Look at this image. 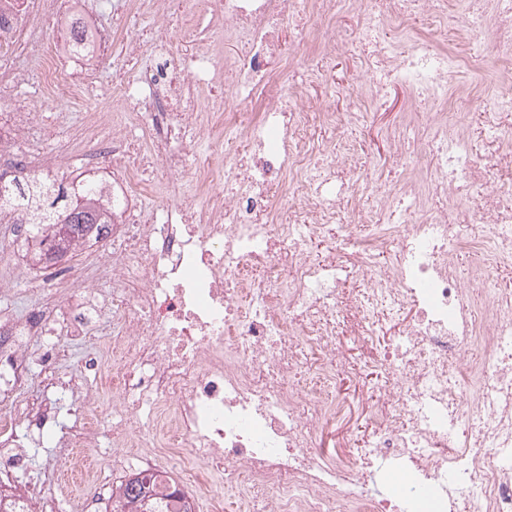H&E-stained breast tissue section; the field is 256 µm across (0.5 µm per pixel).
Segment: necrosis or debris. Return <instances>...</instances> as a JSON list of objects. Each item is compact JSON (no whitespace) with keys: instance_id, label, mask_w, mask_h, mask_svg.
<instances>
[{"instance_id":"4bbe7bcc","label":"necrosis or debris","mask_w":512,"mask_h":512,"mask_svg":"<svg viewBox=\"0 0 512 512\" xmlns=\"http://www.w3.org/2000/svg\"><path fill=\"white\" fill-rule=\"evenodd\" d=\"M73 3L0 0L1 100L24 83L18 59L36 31L63 27ZM143 12L177 20L184 52L151 28L128 35ZM345 12L367 61L347 111L315 110L312 89L349 49ZM289 26L303 61L286 48ZM93 33L82 64L62 41L35 63L46 93L82 106L79 131L56 124L30 147V114L7 112L0 171L58 168L83 132L84 167L111 163L120 183L101 194L121 249L99 278L116 328L88 356L100 386L60 443L82 490L0 486V512H85L88 487L111 500L118 485L98 483L94 444L116 398L147 414L146 427L114 426L112 445L151 480L155 512H200L215 476L239 512H512V292L496 286L512 266V140L479 160L462 109L491 58L488 91L512 109V0H467L460 20L448 0H114L111 26ZM105 61L104 92L133 112L92 107ZM389 82L425 108L389 133L384 182L348 135ZM228 85L246 111L227 109ZM317 124L328 137L314 138ZM187 172L189 206L178 202ZM353 183L376 210L354 206ZM21 274L44 303L0 320V388L16 395L0 410V472L27 462L19 428L35 447L49 437L51 402L24 395L33 346L53 366L61 349L44 338L56 312L96 291L71 270ZM381 309L411 316L378 349ZM346 332L384 390L373 438L336 455L322 434L345 411L337 380L357 371L338 345ZM391 472L414 477L402 497L382 488Z\"/></svg>"}]
</instances>
